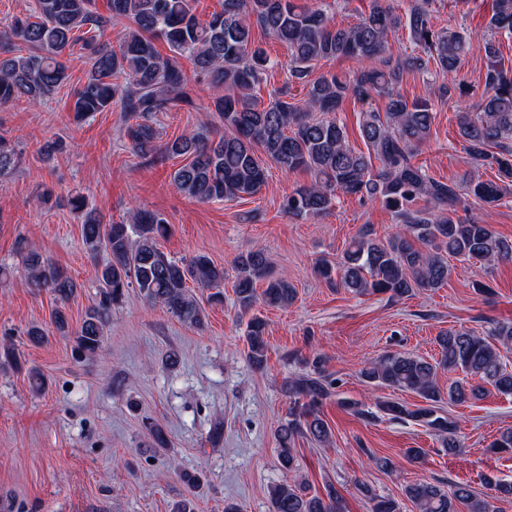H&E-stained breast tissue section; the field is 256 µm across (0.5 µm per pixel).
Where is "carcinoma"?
Here are the masks:
<instances>
[{
	"label": "carcinoma",
	"instance_id": "obj_1",
	"mask_svg": "<svg viewBox=\"0 0 512 512\" xmlns=\"http://www.w3.org/2000/svg\"><path fill=\"white\" fill-rule=\"evenodd\" d=\"M109 16L97 13L94 0H36L29 18L0 31V106L19 100L35 104L69 79L74 49L89 68L76 91L75 118L84 120L110 108L124 113V137L139 158L183 157L186 163L170 173V184L199 201L237 199L257 193L268 176L267 162L286 173L306 171L311 181L295 188L283 202L295 217L325 214L342 197L378 200L398 224L380 239L367 227L347 245L336 262L322 260L316 273L326 282L355 295L386 294L393 301L434 291L448 283L449 259L483 261L489 265L512 262V240L493 225L465 221L457 208L472 201L492 205L512 195V66L499 59L496 39L512 38V0H491L486 33L473 36L457 29H436L435 0H410L398 13L389 0H373L369 12L352 26L338 27L325 0L299 5L296 0H223L222 11L207 21L196 15L195 0H107ZM131 23L118 47L103 42L100 31L115 20ZM259 28L288 47V80L307 87L303 102L288 99L283 90L269 93L268 104L258 100L256 87L278 63L255 42ZM408 31L410 47L386 55L389 34ZM167 44L162 53L155 41ZM487 60L484 91L473 109L462 104L466 96L455 75L475 49ZM192 61L195 73L208 86L224 93L212 99L206 111L222 130L202 128L164 143L156 124L158 114L175 106L198 111L200 97L187 77L182 59ZM349 59L355 68L345 74H314L317 64ZM442 76L435 96L459 104V134L469 162L497 170L496 180L474 175L464 182L436 179L412 163L430 141L435 112L427 99L408 100L400 91L406 75ZM386 101L384 111L372 107L359 113V133L367 152L349 144L345 127L335 112L347 98ZM380 163L373 167V161ZM20 155L0 137V178L19 163ZM420 200L428 203L418 207ZM71 209L82 215V242L86 253L107 262L96 268V300L72 334V351L79 358L102 351L104 329L130 288L151 304L161 305L179 321L203 323L204 310L191 287L211 291L209 301L220 303L224 269L203 254L174 260L160 248L171 225L159 213L139 210L129 223H104L85 207V198L73 193ZM28 279L35 288L50 289L60 303L56 329L69 334L63 310L76 284L55 265L29 249L24 256ZM235 296L247 312L257 301L286 308L296 288L274 277L263 252L248 251L235 261ZM262 289H257V284ZM267 324L257 315L246 324L247 357L256 367L266 361ZM439 358L385 353L361 369V377L375 386L397 388L418 395L423 404L409 409L392 401L376 403L374 413L359 402L345 406L356 415L375 420L383 413L392 419H411L435 432L443 450H463L458 420L440 413L439 404H463L482 396L489 385L512 395V369L501 350L512 347V321H493L480 334L466 327L450 328L436 337ZM312 362L313 370L285 383L288 414L275 431L277 455L288 479L270 486L271 512H342L341 496L328 484L324 493H308L300 475L295 439L310 438L328 444L331 428L320 415L334 381ZM441 370L461 371L464 378L443 389ZM359 491L372 503V512H400L392 498L378 495L366 484ZM416 512H499L497 503L512 502V480L492 484L481 498L468 484L443 487L426 481L405 488Z\"/></svg>",
	"mask_w": 512,
	"mask_h": 512
}]
</instances>
